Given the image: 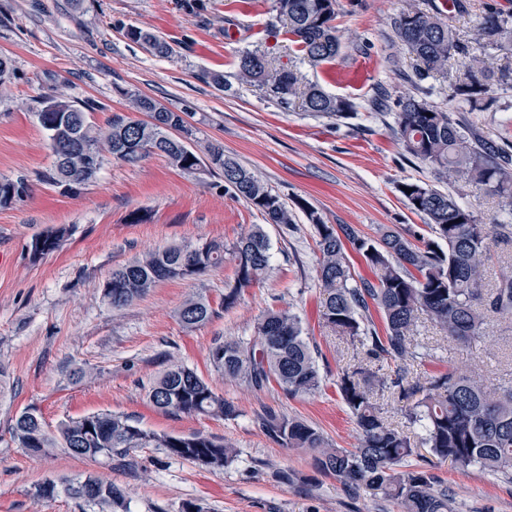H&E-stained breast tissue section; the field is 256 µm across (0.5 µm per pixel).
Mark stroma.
Instances as JSON below:
<instances>
[{"instance_id": "35a3bbf8", "label": "stroma", "mask_w": 512, "mask_h": 512, "mask_svg": "<svg viewBox=\"0 0 512 512\" xmlns=\"http://www.w3.org/2000/svg\"><path fill=\"white\" fill-rule=\"evenodd\" d=\"M204 2L193 10L185 0H0V53L14 65L0 93V179L22 176L31 189L0 207V363L8 372V394L0 402V512H81L77 501L63 495L36 498L35 487L89 473L111 478L128 512H181L190 501L208 512H397L370 490H348L318 472L308 452L272 441L257 419L272 406L318 428L335 447L358 444L336 387L356 349L321 323L314 230L305 211L372 237L385 227L429 234L396 185L407 179L430 184L434 177L405 151L393 113L367 107L379 90L396 98L411 89L400 74L413 72L416 62L396 45L392 30L405 0H340L341 55L317 67L289 49L275 0ZM417 2L447 14L464 40L485 4L512 13V0ZM132 26L167 41L173 55L158 58L131 42L126 31ZM248 50L267 52L274 65L297 67L304 82L349 99L356 112L336 120L295 104L281 106L240 81L238 58ZM214 73L223 75L224 86L212 83ZM49 94L90 104L89 119L100 128L112 114L131 115L135 94L185 113L189 145L201 150L222 144L225 154L253 169L293 210V226L265 223L225 192L222 177L184 173L157 155L135 165L105 159L94 183L63 192L43 179L53 157L33 113L35 99ZM489 95L502 111L464 118L479 135L512 145V89L494 85ZM255 224L271 241L273 271L263 286L243 289L231 310L221 308L235 279L229 262L200 281L160 282L118 313L101 297L112 270L146 250L202 239L229 244ZM62 225L73 226L72 235L58 250L33 259L31 239ZM195 292L206 295L218 314L190 330L177 311ZM273 306L298 315L318 350L325 381L313 394L290 398L273 383L261 390L231 385L210 365L214 337L252 339L258 319ZM416 336L421 350L410 366L411 380L424 381L451 365L491 376L512 372L511 322L492 321L486 338L469 346L444 337L427 320ZM171 356L208 379L235 404L238 417L176 416L155 408L144 388ZM75 366L86 371L82 381L69 375ZM27 407L37 408L52 427L111 412L159 434L203 432L224 438L237 456L216 471L161 448H136L96 463L62 450L34 457L7 432L9 417ZM429 471L447 486L457 512H512L511 481L437 458Z\"/></svg>"}]
</instances>
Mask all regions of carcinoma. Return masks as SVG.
I'll return each mask as SVG.
<instances>
[{
    "mask_svg": "<svg viewBox=\"0 0 512 512\" xmlns=\"http://www.w3.org/2000/svg\"><path fill=\"white\" fill-rule=\"evenodd\" d=\"M337 6L338 0H276L277 18L288 41L312 67L330 63L340 54L334 25ZM393 31L398 43L416 57L417 68L407 77L416 87L447 72L448 62L462 53L463 77L452 88V98L462 105L472 110L487 106L490 85L512 86V69L496 72L485 66L481 56L464 53L455 29L438 12L406 6L394 18ZM126 36L156 57L169 58L174 53L168 42L141 28H128ZM473 40L484 51L512 50V15L485 5ZM238 76L266 89L282 105L300 100L304 111L318 117L341 119L355 110L350 100L329 94L315 83L301 84L296 70L275 67L259 50L239 57ZM132 107L149 120L115 113L102 129L89 121L88 107L52 95L38 101L35 116L47 133L54 158L46 180L71 190L97 179L106 153L129 164L160 155L185 173L203 166L220 172L224 188L257 210L266 223L286 226L294 222L293 211L281 197L254 171L224 154L222 145L212 143L200 154L176 136L178 132L191 135L182 113L141 95L132 96ZM396 108V133L407 153L424 163L437 181L453 184L460 180L477 194L497 200L499 212L512 217L511 152L479 139L467 123L422 97L402 96ZM408 188L412 192H406ZM396 190L411 210L424 217L433 235L421 247L392 229L369 237L350 224H325L315 210L305 208L319 254L321 320L364 348V357L345 367L336 380L359 429V446L336 448L316 427L273 407L265 408L258 421L265 435L281 446L310 451L318 470L346 486L370 489L395 503L400 512H454L448 489L427 471L411 467L408 459L422 445L441 460L461 467L477 465L512 480V379L495 381L450 367L422 384H411L406 381L405 364L414 357V335L424 319L465 346L484 338L491 319L512 320V276L503 275L491 287H482L491 244L497 237L512 241V223L494 217L483 224L472 210L458 203L452 191L422 181L399 182ZM29 192L23 178L0 179V206ZM69 233L70 228L61 226L38 235L30 250L40 245L42 255L50 254ZM348 245L363 257L375 280L353 278ZM227 260L235 267V285L222 301V308L228 310L242 289L260 286L271 275V245L259 226L230 245L207 240L149 251L112 270L101 296L112 310L120 311L161 281H196ZM373 309L383 318V335L372 319ZM216 315L218 311L201 294L189 295L177 312L179 322L188 329ZM208 358L228 383L262 389L274 381L290 397L311 394L322 383L301 319L287 310L266 311L249 342L215 337ZM384 361L397 366L391 379L376 370ZM384 391L402 403L401 416L407 427L421 431L420 441L411 439L384 415L375 399V394ZM145 392L150 403L168 414L222 419L238 415L233 402L176 360L168 361ZM8 433L12 442L34 457L64 449L97 461L123 457L134 448H163L168 455L206 470H220L236 457L234 448L222 438L202 432L158 434L124 415L107 412L65 420L50 431L38 410L29 407L11 417ZM61 492L82 502L86 512L124 508L123 494L112 480L91 473L60 483L43 482L36 487L35 497L53 498Z\"/></svg>",
    "mask_w": 512,
    "mask_h": 512,
    "instance_id": "carcinoma-1",
    "label": "carcinoma"
}]
</instances>
